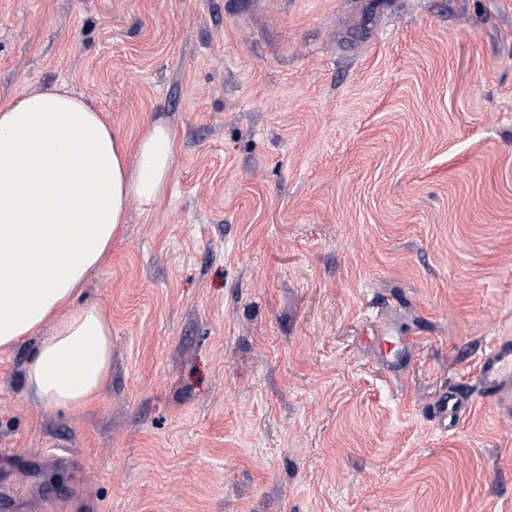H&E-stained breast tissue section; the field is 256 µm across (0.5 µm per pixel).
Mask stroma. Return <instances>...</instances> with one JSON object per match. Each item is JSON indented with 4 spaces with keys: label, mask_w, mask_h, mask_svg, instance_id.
Wrapping results in <instances>:
<instances>
[{
    "label": "stroma",
    "mask_w": 512,
    "mask_h": 512,
    "mask_svg": "<svg viewBox=\"0 0 512 512\" xmlns=\"http://www.w3.org/2000/svg\"><path fill=\"white\" fill-rule=\"evenodd\" d=\"M66 85L177 150L81 301L112 377L0 452L60 512H512V0H0V103ZM410 344L388 374L371 325ZM476 381L484 398L512 389V339L502 340L491 356L479 362ZM473 405L474 399L468 390L455 386L448 389V396L439 404L437 411L444 422L448 419V428L451 430Z\"/></svg>",
    "instance_id": "1"
}]
</instances>
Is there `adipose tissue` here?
Listing matches in <instances>:
<instances>
[{
  "label": "adipose tissue",
  "instance_id": "ef3b65f1",
  "mask_svg": "<svg viewBox=\"0 0 512 512\" xmlns=\"http://www.w3.org/2000/svg\"><path fill=\"white\" fill-rule=\"evenodd\" d=\"M176 136L157 122L135 141L52 88L0 104V349L33 341L24 382L44 407L93 404L112 373V320L79 303L131 203L166 194Z\"/></svg>",
  "mask_w": 512,
  "mask_h": 512
}]
</instances>
